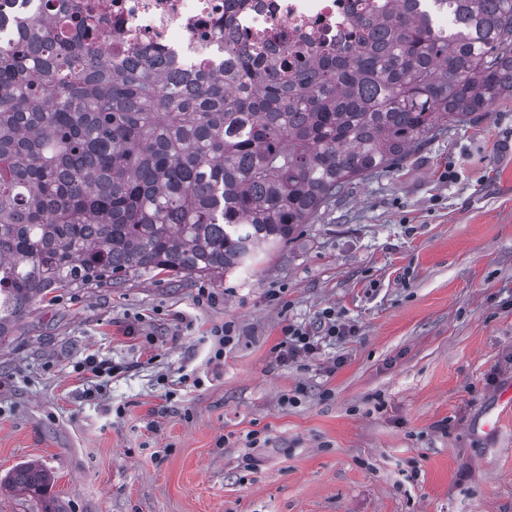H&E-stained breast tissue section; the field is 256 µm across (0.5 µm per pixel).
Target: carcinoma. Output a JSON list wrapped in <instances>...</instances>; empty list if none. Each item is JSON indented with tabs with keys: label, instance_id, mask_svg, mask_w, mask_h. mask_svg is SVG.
Instances as JSON below:
<instances>
[{
	"label": "carcinoma",
	"instance_id": "carcinoma-1",
	"mask_svg": "<svg viewBox=\"0 0 512 512\" xmlns=\"http://www.w3.org/2000/svg\"><path fill=\"white\" fill-rule=\"evenodd\" d=\"M0 38V342L54 288L161 270L217 280L292 239L357 180L512 98V0H372L344 50L224 41V71L106 56L78 0ZM14 490L59 512L25 463ZM416 9L424 12L430 19L431 24L436 30H442L451 26L448 19V10L438 6L435 0H417Z\"/></svg>",
	"mask_w": 512,
	"mask_h": 512
}]
</instances>
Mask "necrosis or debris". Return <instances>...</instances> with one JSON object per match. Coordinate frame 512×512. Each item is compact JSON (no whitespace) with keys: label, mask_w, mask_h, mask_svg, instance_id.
<instances>
[{"label":"necrosis or debris","mask_w":512,"mask_h":512,"mask_svg":"<svg viewBox=\"0 0 512 512\" xmlns=\"http://www.w3.org/2000/svg\"><path fill=\"white\" fill-rule=\"evenodd\" d=\"M106 32L107 51L118 58L133 49L157 50L173 68L196 73L224 68V17L233 15L237 37L275 48L283 38L317 43L346 40L366 0H83Z\"/></svg>","instance_id":"4bbe7bcc"}]
</instances>
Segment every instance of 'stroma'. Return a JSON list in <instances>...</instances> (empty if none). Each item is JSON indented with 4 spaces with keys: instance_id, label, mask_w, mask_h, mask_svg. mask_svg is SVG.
I'll list each match as a JSON object with an SVG mask.
<instances>
[{
    "instance_id": "1",
    "label": "stroma",
    "mask_w": 512,
    "mask_h": 512,
    "mask_svg": "<svg viewBox=\"0 0 512 512\" xmlns=\"http://www.w3.org/2000/svg\"><path fill=\"white\" fill-rule=\"evenodd\" d=\"M327 307L355 335L281 364L284 326ZM223 322L238 339L218 364ZM511 384L507 99L249 269L36 302L0 343V512H43L6 483L27 462L61 512H512V415L480 428ZM236 330L232 323L223 322L213 325L210 329V335L213 339V359L216 362L224 360V348L231 345L236 336Z\"/></svg>"
}]
</instances>
